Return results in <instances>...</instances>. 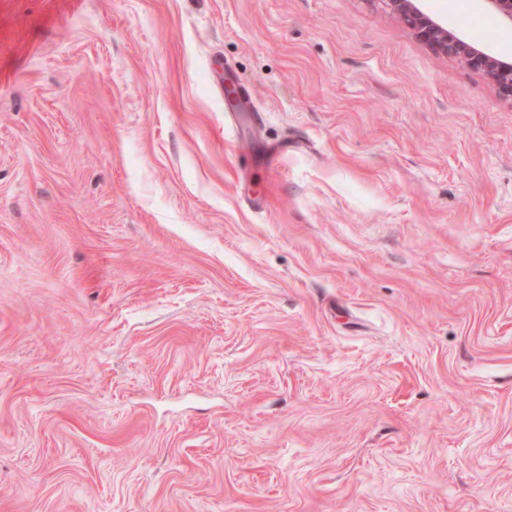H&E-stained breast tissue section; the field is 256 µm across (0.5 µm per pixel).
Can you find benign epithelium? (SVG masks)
<instances>
[{"label": "benign epithelium", "instance_id": "benign-epithelium-1", "mask_svg": "<svg viewBox=\"0 0 512 512\" xmlns=\"http://www.w3.org/2000/svg\"><path fill=\"white\" fill-rule=\"evenodd\" d=\"M392 11L416 38L435 52L462 62L488 79L500 96L512 101V63L464 40L449 27L424 13L419 0H388ZM484 7L502 22L512 24V0H482Z\"/></svg>", "mask_w": 512, "mask_h": 512}]
</instances>
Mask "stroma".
Wrapping results in <instances>:
<instances>
[{
	"instance_id": "35a3bbf8",
	"label": "stroma",
	"mask_w": 512,
	"mask_h": 512,
	"mask_svg": "<svg viewBox=\"0 0 512 512\" xmlns=\"http://www.w3.org/2000/svg\"><path fill=\"white\" fill-rule=\"evenodd\" d=\"M0 512H512V101L386 0H0Z\"/></svg>"
}]
</instances>
